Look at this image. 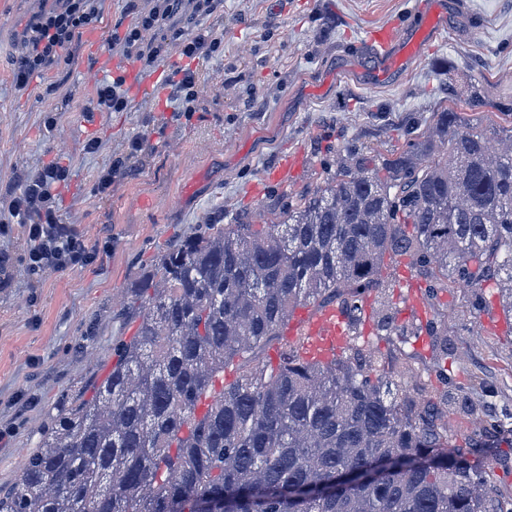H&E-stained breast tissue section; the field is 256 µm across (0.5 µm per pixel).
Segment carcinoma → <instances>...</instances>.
Segmentation results:
<instances>
[{"label":"carcinoma","mask_w":512,"mask_h":512,"mask_svg":"<svg viewBox=\"0 0 512 512\" xmlns=\"http://www.w3.org/2000/svg\"><path fill=\"white\" fill-rule=\"evenodd\" d=\"M419 268L426 326L398 325L384 268ZM512 316V108L485 125L443 108L396 129L391 148L336 147L315 190L288 195L263 224H204L170 241L129 289L138 321L90 399L52 416L0 512H512L491 469L504 422L448 389V314ZM330 306L347 336L326 361L285 347L293 312ZM427 329L440 362L428 404L395 388L420 377L358 343ZM230 370L234 379L214 390ZM466 432L448 430L450 393ZM211 398L207 411L196 408ZM387 466L374 480L366 470Z\"/></svg>","instance_id":"1"}]
</instances>
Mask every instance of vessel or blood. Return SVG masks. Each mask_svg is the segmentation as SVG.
I'll list each match as a JSON object with an SVG mask.
<instances>
[{
  "instance_id": "1",
  "label": "vessel or blood",
  "mask_w": 512,
  "mask_h": 512,
  "mask_svg": "<svg viewBox=\"0 0 512 512\" xmlns=\"http://www.w3.org/2000/svg\"><path fill=\"white\" fill-rule=\"evenodd\" d=\"M439 13L436 0H421L403 37L387 30L370 32L366 46L373 55L374 76L385 78L413 58L426 37L437 28ZM342 320V315L332 309L293 325L291 332L304 336L305 356L324 360L336 348Z\"/></svg>"
}]
</instances>
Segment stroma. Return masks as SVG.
Listing matches in <instances>:
<instances>
[{
  "instance_id": "obj_1",
  "label": "stroma",
  "mask_w": 512,
  "mask_h": 512,
  "mask_svg": "<svg viewBox=\"0 0 512 512\" xmlns=\"http://www.w3.org/2000/svg\"><path fill=\"white\" fill-rule=\"evenodd\" d=\"M440 37L385 80L359 48L373 30L401 33L416 0H224L204 24L224 37L223 55L202 68L196 110L177 116L149 77L133 76L124 112L87 117L97 85L130 68L109 38L127 0H106L104 19L70 55L15 88L13 61L43 0H0V190H19L22 172L53 158L73 169L61 214L89 245H110L106 264L33 280L21 234L0 237L10 264L0 277V487L15 483L48 414L90 397L112 367V347L134 336L121 316L133 280L159 250L200 224L237 217L261 223L287 192L316 188L341 142L388 141L395 126L453 106L474 123L512 104V0H436ZM56 113L45 128L47 113ZM146 141L110 194L99 172L134 137ZM96 140L94 152L85 144ZM294 166L270 179L278 161ZM497 319L452 337L448 376L482 377L479 399L512 413V338Z\"/></svg>"
}]
</instances>
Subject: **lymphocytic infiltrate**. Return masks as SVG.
Masks as SVG:
<instances>
[{
    "label": "lymphocytic infiltrate",
    "mask_w": 512,
    "mask_h": 512,
    "mask_svg": "<svg viewBox=\"0 0 512 512\" xmlns=\"http://www.w3.org/2000/svg\"><path fill=\"white\" fill-rule=\"evenodd\" d=\"M221 2L192 0L193 13L188 18L183 15V0H146L142 6L134 2L132 20L116 22L112 28V45L122 48L124 56L144 73L164 57L170 43H179L186 63L173 70L169 86L187 115L195 110L200 65L224 50L223 37L200 25ZM103 15L104 0H54L24 31V50L12 72L16 87L25 89L35 73L56 64L85 30L102 22ZM191 22L197 26L192 34L187 31ZM148 31L154 32L153 40H145ZM71 177L70 164L54 160L28 170L21 177L19 192L0 200V236L22 232L30 274L81 268L103 262L109 254L108 249L89 246L83 231L62 220L60 189Z\"/></svg>",
    "instance_id": "f902f5d3"
}]
</instances>
